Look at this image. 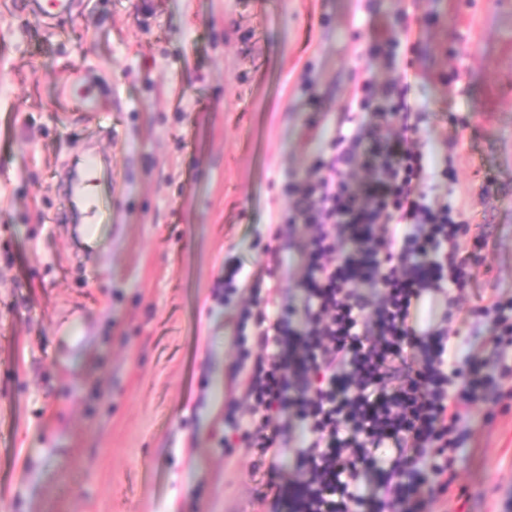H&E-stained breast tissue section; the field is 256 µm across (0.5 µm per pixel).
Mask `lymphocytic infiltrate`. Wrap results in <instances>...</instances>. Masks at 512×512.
<instances>
[{
  "label": "lymphocytic infiltrate",
  "mask_w": 512,
  "mask_h": 512,
  "mask_svg": "<svg viewBox=\"0 0 512 512\" xmlns=\"http://www.w3.org/2000/svg\"><path fill=\"white\" fill-rule=\"evenodd\" d=\"M393 36L375 41L371 57L398 70L382 87L363 82L348 108L350 132L322 130L325 146L309 177L285 187L295 205L288 225H308L297 309L271 305L261 282L238 314L236 372L247 376L252 406L224 408V421L245 448L274 453L276 414L293 408L303 434L296 448L302 490L290 512H426L447 495L467 434L461 404L484 399L493 384L484 365L452 343L445 326L417 329L412 309L428 293H448L456 306L483 262V236L430 180H454L452 165L437 168L414 136L421 119L409 92L413 62ZM380 112L382 124L355 126L356 113ZM373 169L360 190L346 175ZM350 232L353 253L341 255L338 237ZM379 288V302L358 283ZM394 444L398 456L383 463L377 451ZM376 470L383 500L368 503L360 474ZM430 484L429 499L418 490Z\"/></svg>",
  "instance_id": "1"
}]
</instances>
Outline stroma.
<instances>
[{"label":"stroma","mask_w":512,"mask_h":512,"mask_svg":"<svg viewBox=\"0 0 512 512\" xmlns=\"http://www.w3.org/2000/svg\"><path fill=\"white\" fill-rule=\"evenodd\" d=\"M25 3L0 0V512H268L269 471L280 497L297 485L301 429L276 416L289 445L268 463L225 447L224 402L250 407L232 372L250 293L223 305L213 285L230 255L266 275L310 121L340 124L357 86L390 78L365 52L404 2L80 0L52 20ZM411 26L419 139L457 177L436 190L486 239L459 305L434 296L419 317H447L512 390L470 313L512 298V0H415ZM64 89L93 94L86 116L65 115ZM87 152L110 202L94 249L63 175ZM309 238L295 225L276 272L296 307ZM460 412L457 492L429 512H512V409Z\"/></svg>","instance_id":"35a3bbf8"}]
</instances>
